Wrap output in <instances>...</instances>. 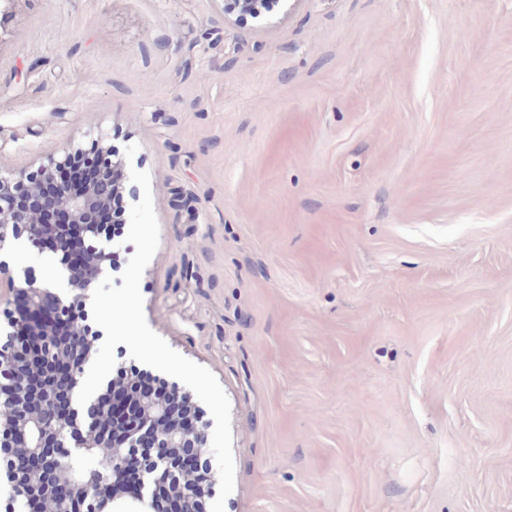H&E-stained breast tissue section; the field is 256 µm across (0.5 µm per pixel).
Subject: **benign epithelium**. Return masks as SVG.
Returning a JSON list of instances; mask_svg holds the SVG:
<instances>
[{
  "label": "benign epithelium",
  "instance_id": "benign-epithelium-1",
  "mask_svg": "<svg viewBox=\"0 0 512 512\" xmlns=\"http://www.w3.org/2000/svg\"><path fill=\"white\" fill-rule=\"evenodd\" d=\"M226 2L239 19L262 20L282 0ZM63 165L49 155L33 173H0V250L10 230L21 224L38 251H47L44 211H62L68 223L82 229V237L92 234L95 214L122 186L97 181L79 193L60 189L44 194V179ZM110 257L104 245L84 249L83 275L75 277L69 266L61 267L62 288L26 275L16 280L0 264V288L9 289L14 300L23 298L27 309L24 322L9 323V335L18 337L22 347L0 349V371L9 376L8 396L0 403V434L19 440L10 466L0 473V486L8 488L11 501L19 502L20 512H83L87 507L92 512H161L156 493L160 483L181 512H206L218 471L209 467L199 476L180 466L186 453L207 452L210 423L188 426L182 420L183 410L197 405L194 395L176 384L169 385L167 395L133 393L125 430L108 436L113 405L105 395L120 387L117 377L80 406L77 394L84 369L97 352L96 340L88 339L76 322L60 338L45 317L50 308L87 313L92 285L113 269ZM147 432L163 452L139 461L133 451L143 447ZM134 464L140 481L127 492L115 482L114 471Z\"/></svg>",
  "mask_w": 512,
  "mask_h": 512
}]
</instances>
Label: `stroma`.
Here are the masks:
<instances>
[{
  "mask_svg": "<svg viewBox=\"0 0 512 512\" xmlns=\"http://www.w3.org/2000/svg\"><path fill=\"white\" fill-rule=\"evenodd\" d=\"M224 6L0 0V167L138 144L225 512H512V0ZM227 10L236 12L240 20L250 17L255 20L264 19L282 0H226Z\"/></svg>",
  "mask_w": 512,
  "mask_h": 512,
  "instance_id": "obj_1",
  "label": "stroma"
}]
</instances>
